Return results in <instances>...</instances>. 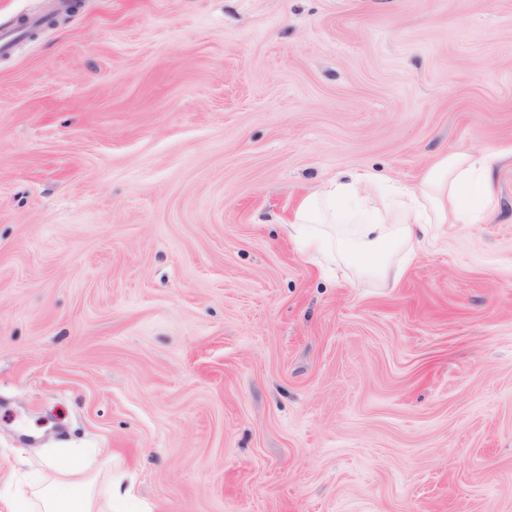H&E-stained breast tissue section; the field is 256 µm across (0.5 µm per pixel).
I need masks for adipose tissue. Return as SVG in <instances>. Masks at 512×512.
<instances>
[{
    "mask_svg": "<svg viewBox=\"0 0 512 512\" xmlns=\"http://www.w3.org/2000/svg\"><path fill=\"white\" fill-rule=\"evenodd\" d=\"M512 151L489 146L438 154L414 187L397 188L395 205L380 201L384 175L360 170L334 177L303 196L288 222V236L305 255L329 262L355 261L362 272L386 276L393 259L413 252L432 224H481L495 211L494 177ZM36 477L18 484L10 504L22 512H112V459L97 474L82 458L60 466L53 453L38 462Z\"/></svg>",
    "mask_w": 512,
    "mask_h": 512,
    "instance_id": "obj_1",
    "label": "adipose tissue"
}]
</instances>
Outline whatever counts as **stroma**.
Segmentation results:
<instances>
[{"mask_svg": "<svg viewBox=\"0 0 512 512\" xmlns=\"http://www.w3.org/2000/svg\"><path fill=\"white\" fill-rule=\"evenodd\" d=\"M0 53V491L112 512H512V160L400 277L286 225L512 146V0H79ZM67 466H60L51 451L39 460L37 476L29 483L18 484L9 497V512H112V457L103 458L94 474L76 452ZM102 474L105 487L97 490ZM21 503L22 508H15Z\"/></svg>", "mask_w": 512, "mask_h": 512, "instance_id": "35a3bbf8", "label": "stroma"}]
</instances>
